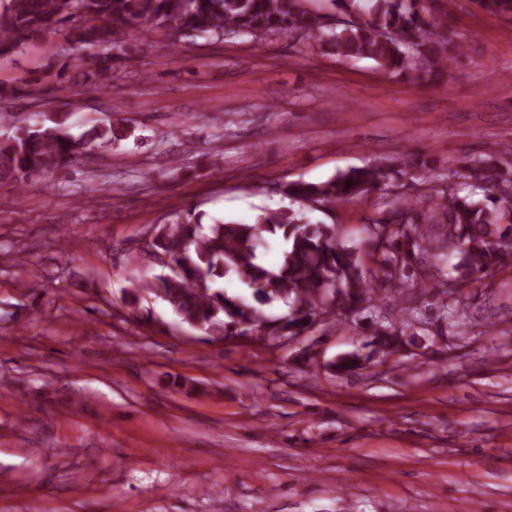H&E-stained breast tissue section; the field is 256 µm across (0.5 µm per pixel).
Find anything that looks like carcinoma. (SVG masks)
<instances>
[{
    "label": "carcinoma",
    "mask_w": 512,
    "mask_h": 512,
    "mask_svg": "<svg viewBox=\"0 0 512 512\" xmlns=\"http://www.w3.org/2000/svg\"><path fill=\"white\" fill-rule=\"evenodd\" d=\"M306 0H6L0 8V54L53 30L68 48L61 69L78 75L73 87L96 86L112 73L124 52L120 33L144 25L176 41L200 36L222 41L246 35L317 37L318 48L341 62L366 59L392 78L431 84L458 64L465 43L441 24L448 12L426 0H331L334 10L319 14ZM482 11L512 16V0H470ZM57 115L18 134L0 138V182L24 190L35 175L66 174L91 146L108 151L126 137L117 126H95L75 140ZM419 161L394 157L351 168L321 182L296 181L283 187L289 199L311 208L364 199L375 189L392 195L390 209L365 226L373 267L340 246L334 224H310L300 212L264 209L252 224L215 223L189 211L153 226L143 254L169 274L136 273L124 303L134 311L147 296L165 302L180 321L217 339L255 336L280 345L316 331L325 318L349 319L375 307L376 287L404 302L395 322L375 318L362 349L331 363L333 374L353 375L375 353L388 355L402 337L433 321L465 319L463 288L489 276L505 248L512 247V167L490 151L456 162L448 177L479 181L483 199L445 187L407 191L404 177ZM284 243L280 263L269 268L258 248L265 238ZM234 276L251 289L252 300L220 288ZM283 301L287 315L272 317L264 307Z\"/></svg>",
    "instance_id": "carcinoma-1"
}]
</instances>
